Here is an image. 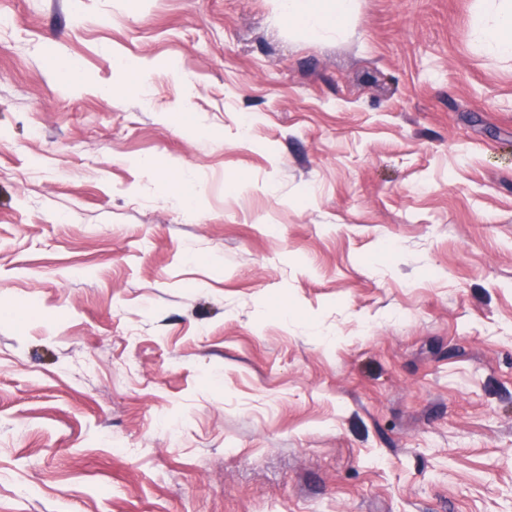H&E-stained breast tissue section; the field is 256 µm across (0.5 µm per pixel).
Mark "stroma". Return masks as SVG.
I'll return each instance as SVG.
<instances>
[{
  "label": "stroma",
  "mask_w": 512,
  "mask_h": 512,
  "mask_svg": "<svg viewBox=\"0 0 512 512\" xmlns=\"http://www.w3.org/2000/svg\"><path fill=\"white\" fill-rule=\"evenodd\" d=\"M479 4L0 0V512H512ZM280 12L303 35L343 29L344 22L356 11V0H277Z\"/></svg>",
  "instance_id": "stroma-1"
}]
</instances>
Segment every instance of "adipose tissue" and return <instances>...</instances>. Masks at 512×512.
I'll use <instances>...</instances> for the list:
<instances>
[{
	"label": "adipose tissue",
	"instance_id": "1",
	"mask_svg": "<svg viewBox=\"0 0 512 512\" xmlns=\"http://www.w3.org/2000/svg\"><path fill=\"white\" fill-rule=\"evenodd\" d=\"M495 10L477 15L475 24L485 45L502 57L512 56V0H496ZM289 23L304 35L342 29L356 11V0H276Z\"/></svg>",
	"mask_w": 512,
	"mask_h": 512
}]
</instances>
